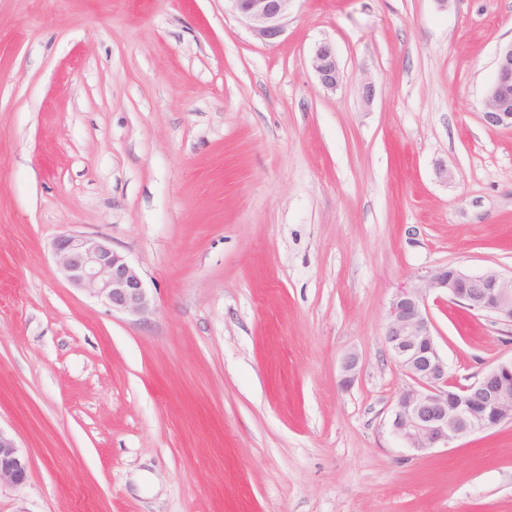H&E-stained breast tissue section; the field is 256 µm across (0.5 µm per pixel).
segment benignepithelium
Instances as JSON below:
<instances>
[{
	"label": "benign epithelium",
	"instance_id": "benign-epithelium-1",
	"mask_svg": "<svg viewBox=\"0 0 512 512\" xmlns=\"http://www.w3.org/2000/svg\"><path fill=\"white\" fill-rule=\"evenodd\" d=\"M263 40L276 38L297 0H228ZM319 84L334 90L342 80L336 49L320 42L312 52ZM481 120L494 129H512V44L498 54L494 81ZM67 280L112 310L140 313L149 305L143 281L103 237L65 233L52 245ZM430 293L444 294L468 311L512 325V274L489 269L467 274L447 265L402 285L393 293L384 330L386 345L415 386L392 406L386 428L403 448L422 452L450 448L456 442L512 422V359L497 363L473 383L448 379V361L440 354L426 307ZM28 459L14 438L0 430V487H19L28 476Z\"/></svg>",
	"mask_w": 512,
	"mask_h": 512
}]
</instances>
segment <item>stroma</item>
<instances>
[{
  "label": "stroma",
  "instance_id": "1",
  "mask_svg": "<svg viewBox=\"0 0 512 512\" xmlns=\"http://www.w3.org/2000/svg\"><path fill=\"white\" fill-rule=\"evenodd\" d=\"M510 43L512 0H297L269 41L226 0H0V429L29 459L0 512H512V422L382 427L395 288L512 273V131L481 121ZM64 233L148 308L72 286ZM426 304L450 381L512 358ZM313 68L319 84L328 90H334L342 80V73L336 58V49L329 42H320L312 52ZM67 280L113 311L140 313L149 305L143 281L126 259L103 237L65 233L52 245Z\"/></svg>",
  "mask_w": 512,
  "mask_h": 512
}]
</instances>
